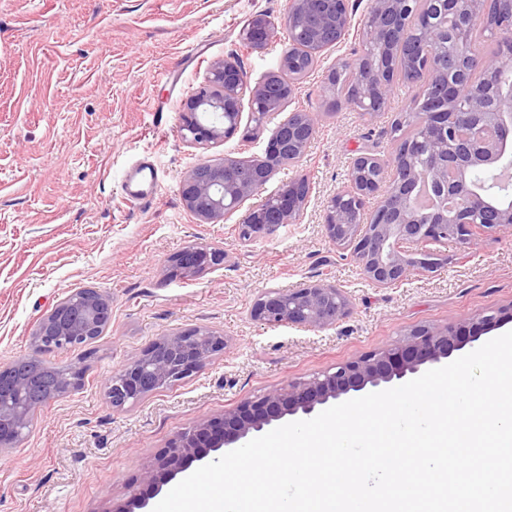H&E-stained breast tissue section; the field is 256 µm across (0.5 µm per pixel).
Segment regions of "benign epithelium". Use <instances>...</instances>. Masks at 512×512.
Returning a JSON list of instances; mask_svg holds the SVG:
<instances>
[{
  "instance_id": "obj_1",
  "label": "benign epithelium",
  "mask_w": 512,
  "mask_h": 512,
  "mask_svg": "<svg viewBox=\"0 0 512 512\" xmlns=\"http://www.w3.org/2000/svg\"><path fill=\"white\" fill-rule=\"evenodd\" d=\"M308 0H288L284 25L287 44L292 33L313 46V57L329 48L322 31L331 29L341 42L352 23L350 0H322L319 23H305ZM419 24L439 44H460L480 25L500 40L499 55L488 59L470 54L466 60L428 56L420 73L426 83L444 78L428 100L425 120L414 137L395 155H375L356 160L348 187L337 192L324 209L323 233L328 241L349 249L366 281L386 288L402 282L410 268L432 272L444 258L428 249L450 238L469 250L480 233L512 224V200L480 179L483 172L502 169L503 180L512 181V85L500 76L512 71V8L502 0H370L367 38L379 49L378 58L362 67L363 56L337 63L325 79L329 83L340 68L357 71L351 104L369 107L386 101L404 79L410 59L393 49L404 21ZM249 44L261 49L279 38L278 27L268 16L257 14L243 30ZM299 74L288 75L280 97L267 98L268 84H250L247 73L228 56L211 64L204 81L184 101L180 131L198 147L233 138L240 129L242 101L268 99L270 114L288 112L269 136L266 146L253 155L250 179H235L240 158L226 157L204 163L206 174L194 168L181 181L179 193L185 208L204 224L217 223L235 213L276 175L279 161H302L317 129L313 112L289 109L298 92ZM474 86L464 112H453L460 85ZM391 187L381 188L386 176ZM310 193L301 176L272 194L276 211H250L238 225L242 243L265 237L284 224L299 221ZM380 196L371 223L359 222L366 199ZM223 253L207 246L188 248L172 263L180 275L191 277L200 268L221 261ZM109 299L87 288L70 292L57 301L36 323L31 333L32 353L0 367V450L15 448L30 432L38 412L80 386L79 376L62 377L49 388L42 376L44 356L86 345L97 339L98 323ZM351 302L336 285L319 281L292 291L269 289L253 304L251 316L270 327L288 324L325 330L349 315ZM512 320V306L479 313L470 326L458 329L419 328L378 352L339 365L309 380L249 399L216 418L206 419L178 433L157 465L145 472V480L161 488L193 462L205 457L199 449L217 452L235 448L250 435L286 417L310 416L321 407L352 392L393 388L418 377L434 364L478 341L482 334ZM226 339L210 329L195 327L162 336L142 353L127 360L105 384L114 408L141 401L149 394L174 385L201 369Z\"/></svg>"
}]
</instances>
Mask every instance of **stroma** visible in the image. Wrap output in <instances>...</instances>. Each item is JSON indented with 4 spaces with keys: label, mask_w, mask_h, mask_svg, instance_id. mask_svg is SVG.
I'll return each mask as SVG.
<instances>
[{
    "label": "stroma",
    "mask_w": 512,
    "mask_h": 512,
    "mask_svg": "<svg viewBox=\"0 0 512 512\" xmlns=\"http://www.w3.org/2000/svg\"><path fill=\"white\" fill-rule=\"evenodd\" d=\"M285 8L286 0H0V366L31 353L36 322L69 291L95 289L112 307L93 343L51 354L59 365H86L84 384L44 407L18 447L0 452V512H112L137 495L158 503L164 494L144 473L178 432L414 328L453 327L512 305L510 227L482 234L468 253L449 240L446 264L410 269L390 288L368 284L350 251L322 233L324 205L356 159L394 152L391 123L414 95L398 86L370 118L331 106L324 75L361 50L363 5L349 35L299 84L296 106L318 118L306 156L267 185L307 176L311 195L298 223L244 245L235 227L261 197L215 224L186 210L179 184L191 169L260 153L278 119L251 140L196 148L182 138L180 107L214 61L238 57L254 83L274 69L282 42L252 49L242 30L258 12L282 23ZM143 163L159 177L145 207L121 194L125 172ZM191 245L223 249L224 260L168 279L169 258ZM320 280L351 300L335 327L252 318L261 292ZM197 326L225 336L224 351L174 386L112 407L105 383L128 358Z\"/></svg>",
    "instance_id": "obj_1"
}]
</instances>
